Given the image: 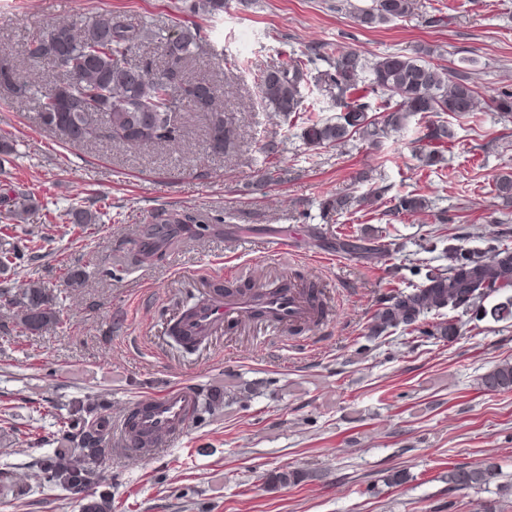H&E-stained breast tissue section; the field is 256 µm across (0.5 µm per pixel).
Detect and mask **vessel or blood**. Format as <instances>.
Here are the masks:
<instances>
[{
	"instance_id": "1",
	"label": "vessel or blood",
	"mask_w": 512,
	"mask_h": 512,
	"mask_svg": "<svg viewBox=\"0 0 512 512\" xmlns=\"http://www.w3.org/2000/svg\"><path fill=\"white\" fill-rule=\"evenodd\" d=\"M310 317L304 288L298 281L286 279L233 297L215 296L197 306L177 332L185 341L195 342L223 329L235 330L246 321L289 331L308 325ZM196 403L195 392L185 386L140 397L125 408L114 434L134 458L151 457L187 432Z\"/></svg>"
}]
</instances>
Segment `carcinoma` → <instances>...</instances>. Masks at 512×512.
<instances>
[{"mask_svg":"<svg viewBox=\"0 0 512 512\" xmlns=\"http://www.w3.org/2000/svg\"><path fill=\"white\" fill-rule=\"evenodd\" d=\"M414 0H371L357 9L359 22L377 28L414 10ZM188 11L213 17L224 12V0H188ZM158 43L165 59L163 68L145 67L138 74L129 58L144 41ZM204 35L196 25H183L171 41L161 30L132 25L120 14L99 13L88 21H63L49 25L47 31L27 39L19 49L21 61L30 66H46L56 78L38 83L20 76L15 67L8 75L0 72V89L16 102L36 100L43 124L60 133L70 147L87 148L109 141L128 149L162 147L178 149L183 142V123L168 128L171 112H200L206 119L205 152L224 153L232 130L224 120V91L218 84L192 74L189 64L203 48ZM421 56L392 52L369 59L336 47L327 54L294 53L282 63L263 69L259 91L265 103L285 117L303 110L309 82L328 91L340 109L334 118L304 122V137L313 147H344L354 140L371 145L390 134L408 129L417 116L429 117L419 140L429 150L424 165L445 161L448 145L455 141V130L448 118L474 117L482 112H497L512 119V93L484 94L471 75L435 64ZM326 64L322 70L317 62ZM375 95L384 105L371 106ZM495 196L512 201V171L492 176ZM388 213L416 215L429 209L422 195L409 192L393 197ZM30 190L19 183L0 188V208L18 221L37 207ZM353 200L336 195L323 200L322 208L338 214L349 211ZM71 224H98L100 212L87 206L72 205L61 215ZM454 264L448 272L426 276V283L410 290H393L384 297L373 315L369 334L388 335L398 329L428 333L427 314L444 309L474 310L493 319H512V296L486 308L491 296L512 288V247L499 245L485 253H466L450 248ZM58 296L42 281L31 280L13 292L0 290V307L13 310L16 326L37 335L55 327L59 321ZM312 320L319 323L329 306L324 294L311 289ZM434 336L453 341L459 335L457 323L448 320L435 325ZM482 389L491 392L512 390V361L498 363L479 378ZM106 409L98 401L78 402L70 418L62 422V439L84 449L81 456H54L43 468L45 482L65 489L86 488L99 483V473L90 460L100 454L102 434L89 426L88 417ZM501 471L496 462L486 459L477 466H457L448 470V484L455 490H481L497 481Z\"/></svg>","mask_w":512,"mask_h":512,"instance_id":"carcinoma-1","label":"carcinoma"}]
</instances>
